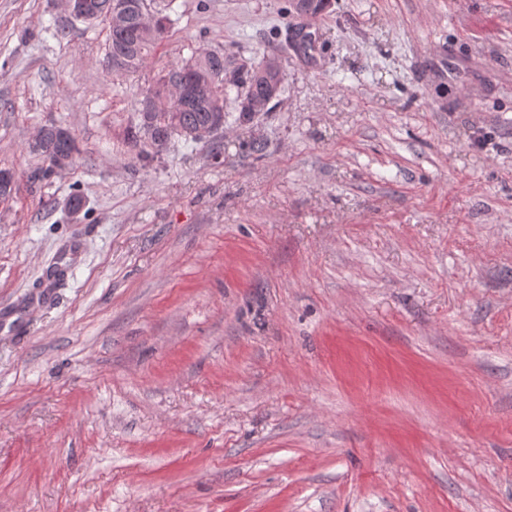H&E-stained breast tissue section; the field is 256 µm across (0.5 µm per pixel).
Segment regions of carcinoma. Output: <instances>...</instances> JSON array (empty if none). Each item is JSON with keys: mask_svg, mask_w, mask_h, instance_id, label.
Returning <instances> with one entry per match:
<instances>
[{"mask_svg": "<svg viewBox=\"0 0 512 512\" xmlns=\"http://www.w3.org/2000/svg\"><path fill=\"white\" fill-rule=\"evenodd\" d=\"M127 17L121 25L109 28L107 59L114 62L115 72H133L146 61L151 50L164 39L168 18L148 12L147 0H131ZM298 15L316 16L330 6V0H290ZM267 65L251 71L241 80L224 78L227 62L218 51L198 50L181 63L160 72L139 101L141 122L133 136L135 144L148 146L156 152L165 148L171 138H189L191 131H206L212 123V113L224 110V103L233 100L238 120L250 121L252 114L244 103L265 94L266 87L256 80ZM180 82L191 87V93L174 99L172 85ZM32 151L41 156L43 166L34 170V179L47 178L65 167L64 160L74 159L76 141L65 128L50 124L42 128Z\"/></svg>", "mask_w": 512, "mask_h": 512, "instance_id": "1", "label": "carcinoma"}]
</instances>
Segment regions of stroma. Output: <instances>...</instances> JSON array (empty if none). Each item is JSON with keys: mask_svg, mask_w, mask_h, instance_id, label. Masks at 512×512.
<instances>
[{"mask_svg": "<svg viewBox=\"0 0 512 512\" xmlns=\"http://www.w3.org/2000/svg\"><path fill=\"white\" fill-rule=\"evenodd\" d=\"M149 5L116 73L105 23L0 0V512H512V0ZM198 48L285 93L140 158ZM132 6L121 25L109 28L107 59L115 72H133L146 61L151 50L164 39L166 16L148 12L146 0H129ZM114 61H120L115 65ZM32 151L41 156L44 165L34 170L31 178H48L57 169H62L72 163L77 153L76 141L65 128L56 124L46 125L40 131ZM69 159L68 163H63Z\"/></svg>", "mask_w": 512, "mask_h": 512, "instance_id": "35a3bbf8", "label": "stroma"}]
</instances>
